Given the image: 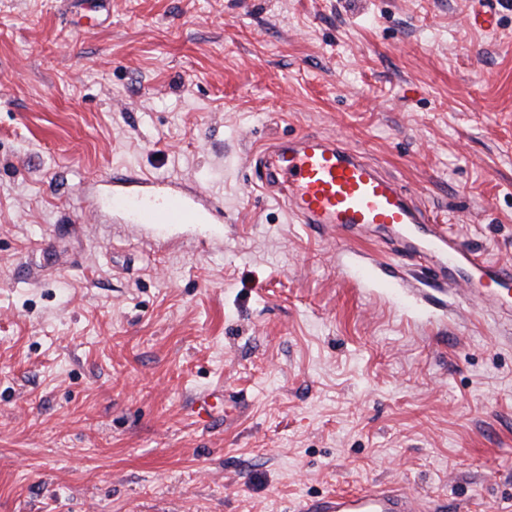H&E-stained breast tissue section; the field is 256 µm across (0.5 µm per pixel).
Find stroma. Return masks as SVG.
<instances>
[{"label": "stroma", "instance_id": "obj_1", "mask_svg": "<svg viewBox=\"0 0 512 512\" xmlns=\"http://www.w3.org/2000/svg\"><path fill=\"white\" fill-rule=\"evenodd\" d=\"M0 0V512H512V323L256 185L311 132L512 265V0ZM224 202L131 230L113 171ZM217 396L210 421L190 403ZM447 498L418 501L396 485H367L358 491H341L301 503L296 512H455Z\"/></svg>", "mask_w": 512, "mask_h": 512}]
</instances>
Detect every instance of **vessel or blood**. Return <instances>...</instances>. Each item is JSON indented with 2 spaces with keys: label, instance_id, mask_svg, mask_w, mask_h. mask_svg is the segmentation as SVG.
Returning <instances> with one entry per match:
<instances>
[{
  "label": "vessel or blood",
  "instance_id": "obj_1",
  "mask_svg": "<svg viewBox=\"0 0 512 512\" xmlns=\"http://www.w3.org/2000/svg\"><path fill=\"white\" fill-rule=\"evenodd\" d=\"M257 181L263 190L281 188L282 201L301 223L356 240L370 227L399 231L402 262L425 259L423 273L435 286L451 289L459 303L485 297L505 314L512 313V265H501L472 249L447 227L432 223L390 177L363 154L336 140L305 133L288 141H268L258 156ZM138 194L114 195L115 207L134 209V227L153 224H203L197 204L205 192L169 178H137ZM296 512H456L447 499L418 501L396 485H367L301 503Z\"/></svg>",
  "mask_w": 512,
  "mask_h": 512
}]
</instances>
